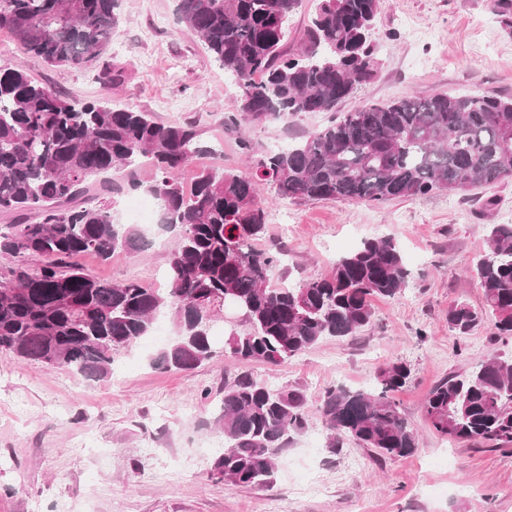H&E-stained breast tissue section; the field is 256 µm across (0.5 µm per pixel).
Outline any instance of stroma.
<instances>
[{
	"label": "stroma",
	"instance_id": "35a3bbf8",
	"mask_svg": "<svg viewBox=\"0 0 512 512\" xmlns=\"http://www.w3.org/2000/svg\"><path fill=\"white\" fill-rule=\"evenodd\" d=\"M370 39L377 75L343 110L408 93L512 96V24L490 0H383ZM0 60L23 61L32 78L70 101L133 106L165 124L196 121L208 151L180 173L183 184L205 168L245 169L238 134L222 122L237 109V89L179 21L178 0H120L105 55L121 70L119 82H100L93 66L46 65L4 31ZM164 99L177 109H163ZM323 122L322 114L305 113L253 126L249 135L273 150ZM256 199L268 216L254 246L283 255L274 283L324 276L362 241L389 237L411 272L407 288L373 300L360 334L325 339L277 366L220 356L187 371L158 368L154 360L176 332L170 319L164 336L114 354L101 380L0 351V512H512V452L446 439L424 425L435 385L476 370L491 353H512V342L495 340L487 326L462 340L448 329L453 305L483 304L469 269L487 249L489 225L512 208V179L382 206L278 200L266 183ZM147 233L150 242L138 251L79 262L101 279L164 287L174 240L153 223ZM396 359L412 371L394 397L420 430L414 455L379 465L351 441L329 447L313 408L271 483L238 488L210 479L224 446L215 422L225 377L245 370L273 387L302 389L314 404L333 386L375 387L379 369Z\"/></svg>",
	"mask_w": 512,
	"mask_h": 512
}]
</instances>
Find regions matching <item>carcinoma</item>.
<instances>
[{
	"label": "carcinoma",
	"mask_w": 512,
	"mask_h": 512,
	"mask_svg": "<svg viewBox=\"0 0 512 512\" xmlns=\"http://www.w3.org/2000/svg\"><path fill=\"white\" fill-rule=\"evenodd\" d=\"M301 0H180L179 18L237 85L238 111L224 125L239 132L250 170H201L190 188L180 170L208 152L197 124L165 125L134 107L73 104L23 66L0 62V349L87 379L111 371L113 355L171 313L177 336L155 363L189 370L217 356L211 325L224 307L243 329L224 333L222 355L280 365L327 337L370 324L371 301L393 298L410 272L396 242L380 238L339 258L322 277L272 285L281 252L256 250L267 210L256 186L279 199L364 200L384 205L440 191L494 185L512 177V98L440 93L384 104L337 106L377 71L368 41L381 0H317L299 46L285 47L288 19ZM119 0H0V31L51 66L86 67L107 52ZM321 113L325 123L288 148L263 153L246 134L254 124ZM154 171L147 189L162 224L176 231L167 286L137 279L102 281L74 258L135 251L140 233L114 223L89 180L114 168ZM37 260L36 266L30 260ZM483 289L476 309L458 303L448 328L469 335L488 322L512 341V225L493 224L487 251L470 269ZM411 369L378 372L380 391L331 387L318 411L329 447L348 439L383 463L420 448L417 429L393 393ZM299 388L272 389L247 372L224 380V438L210 477L230 486L272 480L280 455L308 424ZM436 434L458 442L512 446V355L497 352L468 374L436 385L424 405Z\"/></svg>",
	"instance_id": "obj_1"
}]
</instances>
